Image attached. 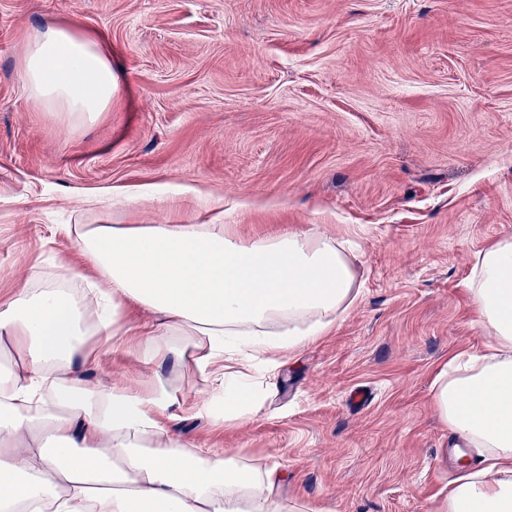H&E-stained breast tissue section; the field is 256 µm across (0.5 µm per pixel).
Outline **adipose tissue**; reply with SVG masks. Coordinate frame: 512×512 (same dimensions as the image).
Instances as JSON below:
<instances>
[{"label": "adipose tissue", "mask_w": 512, "mask_h": 512, "mask_svg": "<svg viewBox=\"0 0 512 512\" xmlns=\"http://www.w3.org/2000/svg\"><path fill=\"white\" fill-rule=\"evenodd\" d=\"M34 103L91 122L117 77L106 43L52 20L20 60ZM84 267L32 266L0 299V512H279L284 476L181 436L163 366L202 381L201 406L242 418L257 364L327 335L356 302L342 239L319 227L243 239L233 224H67ZM491 340L449 356L432 399L461 465L433 512H512V236L476 252L464 284ZM135 334L147 385L89 380Z\"/></svg>", "instance_id": "obj_1"}]
</instances>
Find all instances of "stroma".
<instances>
[{
  "label": "stroma",
  "instance_id": "obj_1",
  "mask_svg": "<svg viewBox=\"0 0 512 512\" xmlns=\"http://www.w3.org/2000/svg\"><path fill=\"white\" fill-rule=\"evenodd\" d=\"M52 18L112 49L95 122L30 99L19 59ZM211 198L245 239L344 236L360 295L252 415L180 433L286 471L287 507L431 512L457 474L433 379L488 340L463 283L512 235V0H0L1 297L78 264L61 225L205 223Z\"/></svg>",
  "mask_w": 512,
  "mask_h": 512
}]
</instances>
